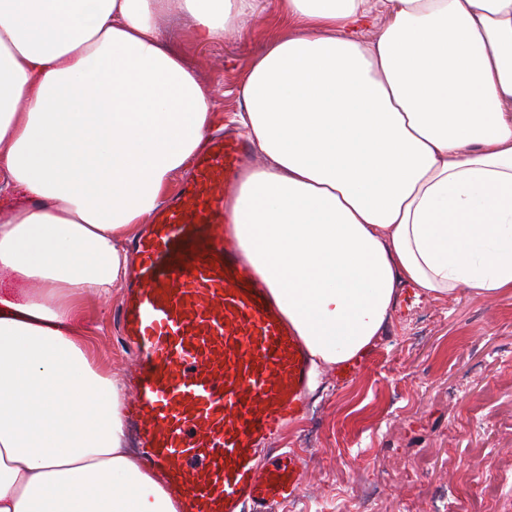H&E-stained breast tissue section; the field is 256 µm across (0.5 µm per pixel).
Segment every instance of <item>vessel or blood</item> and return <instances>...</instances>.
Masks as SVG:
<instances>
[{
  "instance_id": "1",
  "label": "vessel or blood",
  "mask_w": 512,
  "mask_h": 512,
  "mask_svg": "<svg viewBox=\"0 0 512 512\" xmlns=\"http://www.w3.org/2000/svg\"><path fill=\"white\" fill-rule=\"evenodd\" d=\"M246 150L216 138L198 155L136 241L115 313L136 365L137 442L177 512H268L301 490L300 457L274 441L304 409L305 346L226 227Z\"/></svg>"
}]
</instances>
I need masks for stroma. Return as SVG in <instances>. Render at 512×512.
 <instances>
[{
  "mask_svg": "<svg viewBox=\"0 0 512 512\" xmlns=\"http://www.w3.org/2000/svg\"><path fill=\"white\" fill-rule=\"evenodd\" d=\"M245 29L197 45L178 13L157 18L224 112L240 111L255 57L284 25L278 0ZM90 297L95 364L127 378L132 356L113 311ZM323 371L283 442L304 458L299 497L271 512H512V294L433 299L404 290L347 382Z\"/></svg>",
  "mask_w": 512,
  "mask_h": 512,
  "instance_id": "stroma-1",
  "label": "stroma"
}]
</instances>
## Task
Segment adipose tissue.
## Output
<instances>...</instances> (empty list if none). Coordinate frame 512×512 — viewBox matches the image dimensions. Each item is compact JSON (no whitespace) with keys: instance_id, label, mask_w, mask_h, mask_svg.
<instances>
[{"instance_id":"1","label":"adipose tissue","mask_w":512,"mask_h":512,"mask_svg":"<svg viewBox=\"0 0 512 512\" xmlns=\"http://www.w3.org/2000/svg\"><path fill=\"white\" fill-rule=\"evenodd\" d=\"M195 42L255 0H0V512H176L126 447L125 389L79 327L128 243L233 123L260 164L237 234L313 369L359 360L403 288L512 292V0H279L287 33L224 116L153 20ZM378 25L373 41L360 37Z\"/></svg>"}]
</instances>
